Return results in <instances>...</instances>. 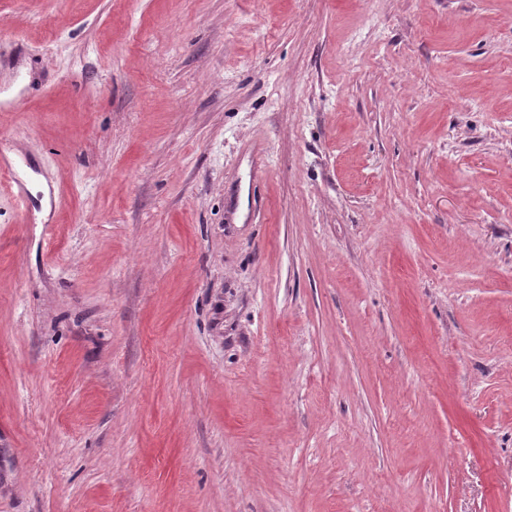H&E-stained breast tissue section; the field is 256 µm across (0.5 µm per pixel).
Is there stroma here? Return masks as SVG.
I'll return each mask as SVG.
<instances>
[{"label": "stroma", "mask_w": 512, "mask_h": 512, "mask_svg": "<svg viewBox=\"0 0 512 512\" xmlns=\"http://www.w3.org/2000/svg\"><path fill=\"white\" fill-rule=\"evenodd\" d=\"M0 512H512V0H0ZM29 169L32 172L36 171V166L26 157L21 158V161L16 158L6 155L3 151L0 152V170L8 172L11 175V188L15 190V194L23 202L28 197L26 182L19 174V168Z\"/></svg>", "instance_id": "35a3bbf8"}]
</instances>
